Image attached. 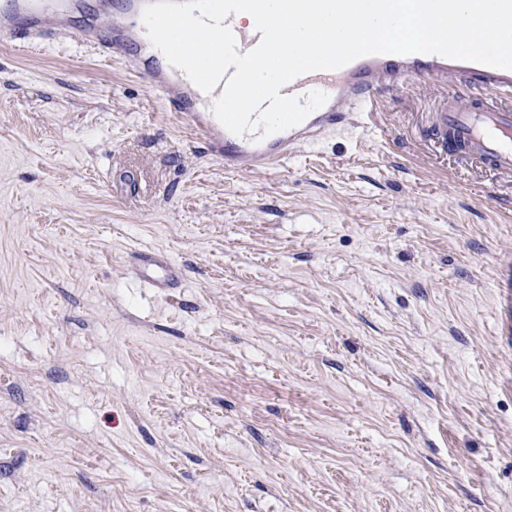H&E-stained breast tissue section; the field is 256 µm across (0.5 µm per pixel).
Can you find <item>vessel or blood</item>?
Listing matches in <instances>:
<instances>
[{"instance_id":"obj_1","label":"vessel or blood","mask_w":512,"mask_h":512,"mask_svg":"<svg viewBox=\"0 0 512 512\" xmlns=\"http://www.w3.org/2000/svg\"><path fill=\"white\" fill-rule=\"evenodd\" d=\"M151 0H125V18H113L111 26L92 20L83 40L95 44L100 56L121 61L151 86L166 89L171 111L207 143L212 156L228 171H258L283 163L296 152L313 149L341 132L375 131L381 94L415 80L441 82L446 99L434 110L433 133L440 142L451 141L460 159L477 160L498 175H512V108L488 104L484 91L495 98L512 99V70L475 62L450 59L438 54H375L359 57L333 71H316L298 76L280 90L284 96H305L313 90L327 94L326 103L302 123L262 138L237 135L227 130L213 112L210 94L191 87L180 69L157 67L133 52L146 33L142 12ZM81 0H58L55 8L37 5L35 0H16L10 22L0 25V39L18 47L54 33L60 18L78 10ZM233 32L238 53L255 48L262 35L246 32L236 14L225 20ZM137 272L150 287H174L178 269L157 255L137 258Z\"/></svg>"}]
</instances>
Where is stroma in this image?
I'll return each mask as SVG.
<instances>
[{
	"label": "stroma",
	"instance_id": "obj_1",
	"mask_svg": "<svg viewBox=\"0 0 512 512\" xmlns=\"http://www.w3.org/2000/svg\"><path fill=\"white\" fill-rule=\"evenodd\" d=\"M80 26L0 42V512H512V177L442 87L230 173ZM136 270L140 279L151 288H173L179 281L178 269L157 255H138Z\"/></svg>",
	"mask_w": 512,
	"mask_h": 512
}]
</instances>
